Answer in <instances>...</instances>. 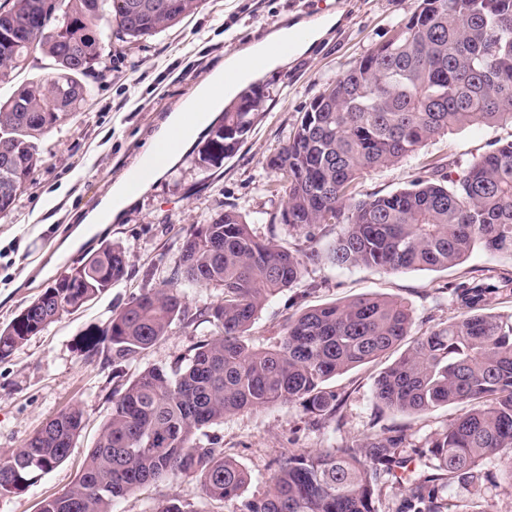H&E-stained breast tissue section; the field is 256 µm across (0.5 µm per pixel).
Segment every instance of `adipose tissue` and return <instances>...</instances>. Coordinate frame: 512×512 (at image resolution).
I'll return each instance as SVG.
<instances>
[{
    "mask_svg": "<svg viewBox=\"0 0 512 512\" xmlns=\"http://www.w3.org/2000/svg\"><path fill=\"white\" fill-rule=\"evenodd\" d=\"M335 23V17L327 16L315 25L300 23L283 28L251 44L244 52L226 59L222 68L216 69L199 83L187 100L160 122L152 135V143L174 136L178 139V150H185L208 128L211 115L224 110L241 88L261 74L288 62V55L270 52V45L290 40L294 43V53L305 52ZM135 175V170H128L124 179L112 185L96 209L83 218L81 225L84 229L115 222L136 201L138 193L150 189L152 180H145L140 182L137 193L128 192L127 182Z\"/></svg>",
    "mask_w": 512,
    "mask_h": 512,
    "instance_id": "1",
    "label": "adipose tissue"
}]
</instances>
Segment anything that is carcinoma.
<instances>
[{
	"mask_svg": "<svg viewBox=\"0 0 512 512\" xmlns=\"http://www.w3.org/2000/svg\"><path fill=\"white\" fill-rule=\"evenodd\" d=\"M201 0H14L0 12V81L29 57L24 40L51 58L54 76L32 79L0 103V214L9 213L40 161L41 139L81 110V76L103 55L100 23L136 42L173 28ZM251 100L224 112L212 128L208 155L224 161V126L246 139L264 107ZM275 155L284 205L280 222L314 237L323 224H343L324 252L293 253L261 240L233 212L195 224L175 276L133 298L107 323V353L133 358L169 334L176 322H205L211 339L188 363L149 368L113 397L112 411L79 480L41 502L39 512H112V503L141 488L191 475L211 500L240 502L235 512H378V476L410 462L398 432L356 446L288 454L265 496L244 500L249 473L202 429L244 409L298 402L306 413H336L325 383L400 344L412 324L408 305L366 295L306 308L287 317L268 348L245 339L268 300L293 287L310 262L365 265L384 272L434 270L463 262L479 245L512 253V140L468 159L452 176L438 163L386 195L356 198L365 173L394 166L454 128L512 124V0H417L390 36L328 84ZM126 252L108 244L59 278L0 329V358L64 312L122 280ZM219 288L224 298L192 312L178 286ZM512 294V276L453 287L460 318L418 337L375 381V397L402 414L449 404L468 412L416 453L398 512H442L435 490L481 481L484 459L497 456L512 480V316L486 311L490 295ZM82 429L74 405L50 419L0 460V496L26 489L64 462Z\"/></svg>",
	"mask_w": 512,
	"mask_h": 512,
	"instance_id": "cac0c4a2",
	"label": "carcinoma"
}]
</instances>
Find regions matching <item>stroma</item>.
Instances as JSON below:
<instances>
[{"label": "stroma", "mask_w": 512, "mask_h": 512, "mask_svg": "<svg viewBox=\"0 0 512 512\" xmlns=\"http://www.w3.org/2000/svg\"><path fill=\"white\" fill-rule=\"evenodd\" d=\"M414 0H202L180 25L132 43L103 29L102 62L84 82L91 90L84 109L42 139L41 160L14 209L0 216V328L71 268L104 245H120L128 256L125 277L74 312L63 313L44 332L0 359V458L10 456L50 418L70 406L83 412L82 431L67 460L24 491L0 497V512H38L41 501L78 481L85 459L110 416L112 398L148 368H167L210 338L207 324L175 323L168 336L135 358L115 362L102 348L113 313L133 297L169 277L191 225L227 211L241 215L254 234L290 249H326L343 230L317 228L314 239L275 222L283 208L277 175L268 159L292 138L303 112L325 85L342 77L371 48L386 40ZM338 21L307 52L256 79L265 107L248 137L222 164L202 160L209 141L201 136L127 210L121 222L93 232L82 243L70 235L80 219L137 161L159 122L224 60L271 32L294 23ZM512 140V125L468 127L436 137L401 163L364 174L360 197L406 187L421 162L455 170L457 161ZM511 275L512 255L475 248L447 269L384 273L326 261L308 264L301 281L271 298L249 331L255 345H273L284 319L300 309L344 302L364 294L403 300L413 316L408 337L384 356L336 375L326 386L336 395L334 420L316 422L296 403H276L225 416L208 433L225 455L238 460L251 481L244 496L264 497L279 459L288 452L343 448L377 435L403 432L419 448L465 411L439 407L423 415L390 411L375 398L378 375L415 338L460 315L455 283L489 275ZM479 488L451 485L441 491L444 512H512V482L499 458L485 459ZM189 512H234L231 502L206 498L199 482L179 477L147 486L112 504V512H156L169 499Z\"/></svg>", "instance_id": "35a3bbf8"}]
</instances>
